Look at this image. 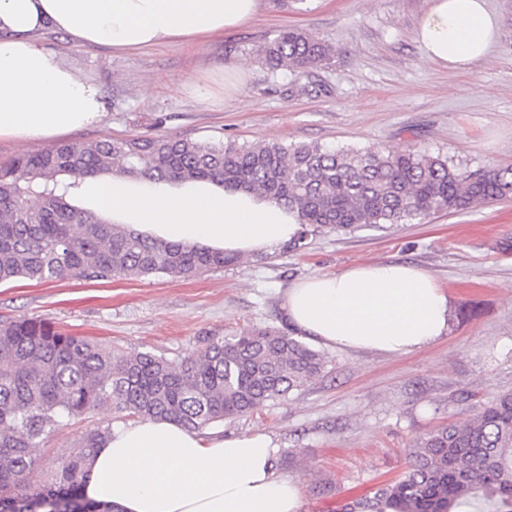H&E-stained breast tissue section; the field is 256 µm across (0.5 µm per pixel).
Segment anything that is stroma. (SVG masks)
<instances>
[{"label":"stroma","instance_id":"1","mask_svg":"<svg viewBox=\"0 0 512 512\" xmlns=\"http://www.w3.org/2000/svg\"><path fill=\"white\" fill-rule=\"evenodd\" d=\"M428 6L299 0L283 11L263 0L252 20L199 45L128 53L78 46L60 32L40 43L99 87L100 120L67 133L70 141L162 135L412 148L470 170L512 166V0H488L499 36L465 70L423 61L415 31ZM288 27L334 51L330 65L301 76L319 92L292 91L293 74L271 71L259 55ZM237 68L245 78L225 95L224 73ZM179 83L185 91L172 93ZM368 262L409 263L436 277L452 298L448 333L405 356L326 349L324 373L303 390L210 427L224 435L268 431L277 472L300 485V512H338L406 471L418 436L467 418L473 407L463 392L512 390V196L383 230L326 231L301 252L245 255L186 278L19 279L0 285V321L45 319L126 352L178 361L203 336L287 327V288ZM114 421L97 411L54 431L36 451L29 484H43L86 429Z\"/></svg>","mask_w":512,"mask_h":512}]
</instances>
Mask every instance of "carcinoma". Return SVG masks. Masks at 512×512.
I'll return each mask as SVG.
<instances>
[{
  "label": "carcinoma",
  "mask_w": 512,
  "mask_h": 512,
  "mask_svg": "<svg viewBox=\"0 0 512 512\" xmlns=\"http://www.w3.org/2000/svg\"><path fill=\"white\" fill-rule=\"evenodd\" d=\"M273 70L304 73L332 49L285 28L261 49ZM209 181L260 193L297 214L298 252L325 230L400 224L456 213L512 194V168L463 170L415 150L279 142H200L167 136L57 144L0 163V283L115 276H191L239 260L165 243L72 204L79 179ZM327 357L295 333L256 326L206 336L179 362L125 353L37 318L0 323V512H108L82 493L89 457L111 425L86 431L48 482L25 485L47 435L98 409L173 420L191 430L283 401L321 376ZM407 471L340 512H512V391L492 394L465 422L409 449Z\"/></svg>",
  "instance_id": "cac0c4a2"
}]
</instances>
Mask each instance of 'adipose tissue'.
Listing matches in <instances>:
<instances>
[{"label": "adipose tissue", "instance_id": "adipose-tissue-1", "mask_svg": "<svg viewBox=\"0 0 512 512\" xmlns=\"http://www.w3.org/2000/svg\"><path fill=\"white\" fill-rule=\"evenodd\" d=\"M261 0H0V139H50L96 123L97 84L43 48L54 30L79 46L135 52L198 42L254 18ZM497 35L486 0H430L416 30L426 60L465 68ZM95 211L137 233L227 254L269 252L300 225L258 194L214 184L87 178ZM450 296L436 278L403 263H361L298 281L284 295L291 326L345 351L406 355L448 330ZM270 433L209 435L154 419L113 426L88 462L83 493L116 512H300L298 484L277 473Z\"/></svg>", "mask_w": 512, "mask_h": 512}]
</instances>
